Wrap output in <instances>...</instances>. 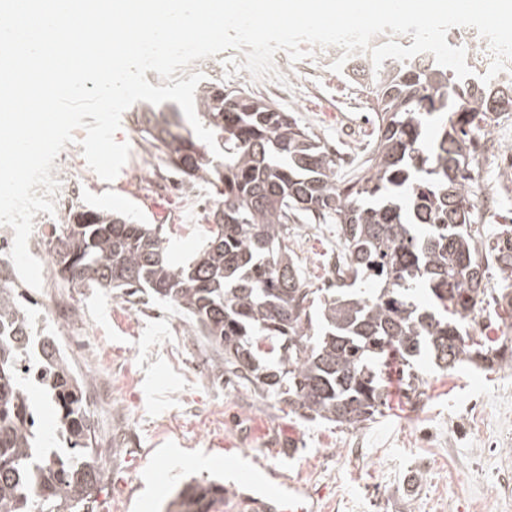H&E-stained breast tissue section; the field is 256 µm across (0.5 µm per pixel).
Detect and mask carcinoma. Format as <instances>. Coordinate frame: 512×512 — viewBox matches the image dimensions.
Listing matches in <instances>:
<instances>
[{"mask_svg":"<svg viewBox=\"0 0 512 512\" xmlns=\"http://www.w3.org/2000/svg\"><path fill=\"white\" fill-rule=\"evenodd\" d=\"M345 65L378 117L370 156L352 179H337L335 160L290 113L211 77L196 88V114L228 159L198 142L176 104L146 102L136 113L168 166L222 196L202 249L175 263L157 229L88 209L69 213L51 254L78 285L170 303L216 368L298 417L355 427L388 407L393 370L407 399L420 396L414 363L424 357L447 372L465 360L512 364L505 341L466 332L487 302L490 267L512 271V226L483 239L466 152L475 128L512 112V78L460 80L435 62L392 58L378 69L369 57ZM497 86L511 97L490 112ZM301 214L340 225L339 287L350 278L369 290L329 296L308 287L288 248V222ZM422 292L427 306L417 303ZM30 365L57 406L61 453L39 455L33 446ZM103 477L82 378L56 337L34 330L11 282H0V512H90ZM223 492L215 483L191 486L176 506L202 512Z\"/></svg>","mask_w":512,"mask_h":512,"instance_id":"obj_1","label":"carcinoma"}]
</instances>
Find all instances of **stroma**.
Returning a JSON list of instances; mask_svg holds the SVG:
<instances>
[{
  "mask_svg": "<svg viewBox=\"0 0 512 512\" xmlns=\"http://www.w3.org/2000/svg\"><path fill=\"white\" fill-rule=\"evenodd\" d=\"M229 49L214 63H193L191 72L222 74L290 112L331 153H356L366 160L371 131L351 127L352 117L370 114L372 102L331 60H313L308 72L290 77L289 94L273 80L245 73L227 75ZM130 156L116 179L104 182L86 163L83 148L66 144L62 155L75 169L80 192L71 207H88L157 224L170 255L184 261L202 246L220 196L194 182L169 192L146 185L151 144L129 117L115 135ZM474 187L501 195L497 213L479 210L485 236L512 225V174L487 165L471 171ZM288 244L302 275L314 288L336 282L341 254L338 225L289 223ZM43 283L31 290L38 327L52 330V313L64 302L78 306V325L89 341H103L111 371L83 355L76 372L113 384L112 407L91 409L94 448L105 461V477L93 512H167L188 483H223L217 512H242L224 470L225 454L258 457L305 485L319 512H512V367L468 363L444 372L431 362L417 366L422 395L416 404H396L375 422L356 428L305 421L246 382L228 381L210 351L196 340L169 304L147 296L85 288L61 276L52 260L42 262ZM204 365V376L187 386L186 363ZM136 372L133 391L121 390L126 371Z\"/></svg>",
  "mask_w": 512,
  "mask_h": 512,
  "instance_id": "obj_1",
  "label": "stroma"
}]
</instances>
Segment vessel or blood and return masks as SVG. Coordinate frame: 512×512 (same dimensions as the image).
<instances>
[{
  "mask_svg": "<svg viewBox=\"0 0 512 512\" xmlns=\"http://www.w3.org/2000/svg\"><path fill=\"white\" fill-rule=\"evenodd\" d=\"M228 466L238 474L243 489L238 501L250 512H317L302 487L276 469L244 459L230 460Z\"/></svg>",
  "mask_w": 512,
  "mask_h": 512,
  "instance_id": "vessel-or-blood-1",
  "label": "vessel or blood"
}]
</instances>
